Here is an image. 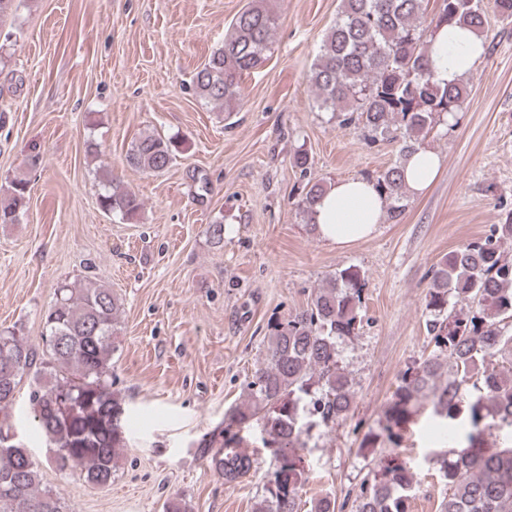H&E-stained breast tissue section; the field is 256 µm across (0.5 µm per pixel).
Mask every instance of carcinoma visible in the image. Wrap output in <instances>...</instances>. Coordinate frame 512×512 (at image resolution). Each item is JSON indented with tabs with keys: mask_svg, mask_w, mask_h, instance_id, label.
<instances>
[{
	"mask_svg": "<svg viewBox=\"0 0 512 512\" xmlns=\"http://www.w3.org/2000/svg\"><path fill=\"white\" fill-rule=\"evenodd\" d=\"M483 0H340L310 73L322 112L339 126L358 129L372 143L401 141L399 158L374 178L385 194L387 220H402L409 196L402 174L409 158L437 120L454 117L470 94L469 82L444 87L433 81L429 37L441 25L479 31ZM277 17L263 0L233 18L224 43L193 77L196 96L234 112L242 79L265 60ZM175 158L174 145L154 134L131 142L126 164L162 173ZM100 208L130 220L143 208L138 195L99 176ZM327 183L309 181L297 207L306 223L326 194ZM26 183L10 186L0 203V224L18 222ZM512 213L489 233L448 252L431 269L425 328L436 354L408 367L386 411V424L370 428L362 446L399 443L416 402L427 400L438 427L459 432L466 446L435 454L448 487L439 512H512V445L486 443L488 421L512 429ZM367 281L362 270L338 268L315 290L306 309L268 322L263 363L246 384L245 401L224 412L221 440L203 439L197 449L206 466L232 484L256 472L258 461L243 449L244 429H254L270 453L255 512H301L306 481L300 450L312 429L332 428L353 409L355 391L339 365L340 340L357 336ZM121 304L112 289L88 281L61 288L46 317L41 343L15 331L0 333V432H9V409L28 380L34 431L51 447L61 472L78 470L95 486L112 483L127 439L122 399L112 390V335ZM482 382L469 396L467 382ZM414 472L392 457L365 479L354 512H408ZM65 498L43 485L37 462L23 441L0 449V512H66Z\"/></svg>",
	"mask_w": 512,
	"mask_h": 512,
	"instance_id": "carcinoma-1",
	"label": "carcinoma"
}]
</instances>
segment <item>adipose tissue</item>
<instances>
[{"label":"adipose tissue","mask_w":512,"mask_h":512,"mask_svg":"<svg viewBox=\"0 0 512 512\" xmlns=\"http://www.w3.org/2000/svg\"><path fill=\"white\" fill-rule=\"evenodd\" d=\"M485 44L473 29L458 24L438 29L430 44L433 80L438 85L468 79L483 56ZM442 162L432 149L415 152L404 168L406 192H424L436 179ZM319 236L342 247L371 237L385 213V202L374 182L364 178L339 179L315 207Z\"/></svg>","instance_id":"1"}]
</instances>
